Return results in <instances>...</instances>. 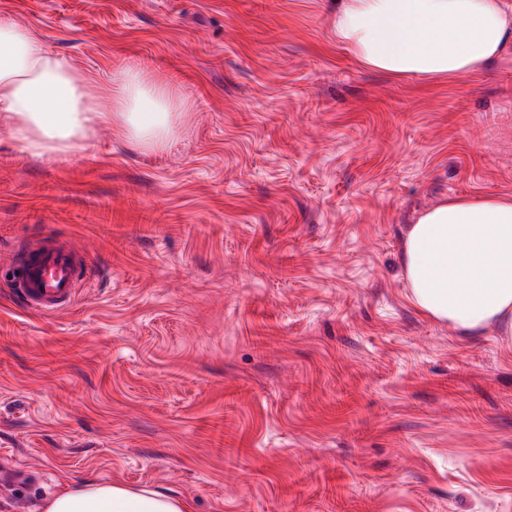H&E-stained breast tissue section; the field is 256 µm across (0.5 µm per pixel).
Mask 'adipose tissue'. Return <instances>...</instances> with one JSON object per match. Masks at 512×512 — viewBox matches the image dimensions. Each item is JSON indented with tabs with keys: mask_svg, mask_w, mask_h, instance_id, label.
<instances>
[{
	"mask_svg": "<svg viewBox=\"0 0 512 512\" xmlns=\"http://www.w3.org/2000/svg\"><path fill=\"white\" fill-rule=\"evenodd\" d=\"M331 28L366 70L450 80L495 62L512 44V0H334ZM99 96L93 77L51 53L42 36L0 16V128L23 154L70 155L100 123L127 141L161 149L175 135L177 90L137 68L111 74ZM411 305L466 336L494 326L512 339V196L448 198L410 225L399 256ZM44 512H190L154 489L82 481Z\"/></svg>",
	"mask_w": 512,
	"mask_h": 512,
	"instance_id": "obj_1",
	"label": "adipose tissue"
}]
</instances>
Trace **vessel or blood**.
<instances>
[{"label": "vessel or blood", "mask_w": 512, "mask_h": 512, "mask_svg": "<svg viewBox=\"0 0 512 512\" xmlns=\"http://www.w3.org/2000/svg\"><path fill=\"white\" fill-rule=\"evenodd\" d=\"M26 260L13 276L25 309L50 314L68 307L89 279L85 253L70 241L42 238L22 247Z\"/></svg>", "instance_id": "obj_1"}]
</instances>
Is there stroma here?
Returning <instances> with one entry per match:
<instances>
[{
	"mask_svg": "<svg viewBox=\"0 0 512 512\" xmlns=\"http://www.w3.org/2000/svg\"><path fill=\"white\" fill-rule=\"evenodd\" d=\"M332 0H0L92 74L174 82L159 152L97 127L65 159L0 130V512L85 479L192 512H512V344L414 311L402 232L512 195V45L447 82L363 69ZM58 236L94 283L12 296ZM23 264L13 274L12 293L25 309L50 314L68 307L89 279L87 255L68 240L27 242Z\"/></svg>",
	"mask_w": 512,
	"mask_h": 512,
	"instance_id": "1",
	"label": "stroma"
}]
</instances>
